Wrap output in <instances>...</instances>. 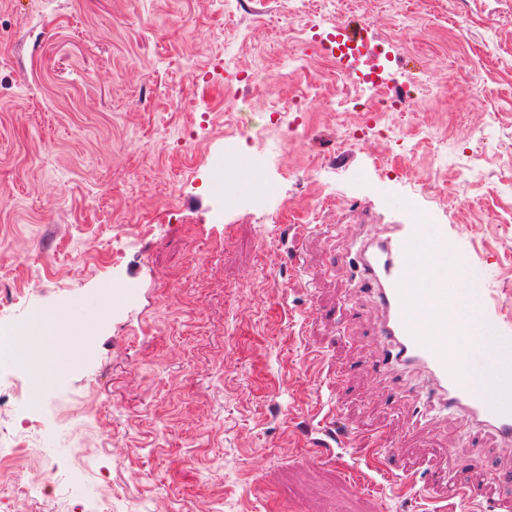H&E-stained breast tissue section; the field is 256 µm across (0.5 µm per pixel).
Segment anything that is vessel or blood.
<instances>
[{
    "mask_svg": "<svg viewBox=\"0 0 512 512\" xmlns=\"http://www.w3.org/2000/svg\"><path fill=\"white\" fill-rule=\"evenodd\" d=\"M387 238L371 243L360 255L364 286L384 312L378 334L387 345L377 368L397 367L425 371L430 394L446 410L460 413L475 435L492 436L512 443V324L500 317V309L481 310L477 335L481 355L461 357L455 348L464 343L468 327H449L453 314L449 302L470 301V293H449L438 282L448 274V231L411 224H394ZM487 368L488 387L473 383L472 375ZM407 475L423 474L427 486L443 499L466 497L479 504L485 499L477 485L459 486L434 468L418 471L413 461L403 463Z\"/></svg>",
    "mask_w": 512,
    "mask_h": 512,
    "instance_id": "1",
    "label": "vessel or blood"
}]
</instances>
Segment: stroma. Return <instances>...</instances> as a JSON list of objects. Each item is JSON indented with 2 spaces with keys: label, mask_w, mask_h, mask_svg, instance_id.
<instances>
[{
  "label": "stroma",
  "mask_w": 512,
  "mask_h": 512,
  "mask_svg": "<svg viewBox=\"0 0 512 512\" xmlns=\"http://www.w3.org/2000/svg\"><path fill=\"white\" fill-rule=\"evenodd\" d=\"M411 85L336 111L337 28ZM296 124L287 139L278 124ZM248 132L268 196L211 183ZM512 318V0H0V327L70 312L42 401L0 361V460L54 471L43 512H436L386 442L512 497V451L372 370L382 313L351 260L421 214ZM30 428H22V421Z\"/></svg>",
  "instance_id": "1"
}]
</instances>
